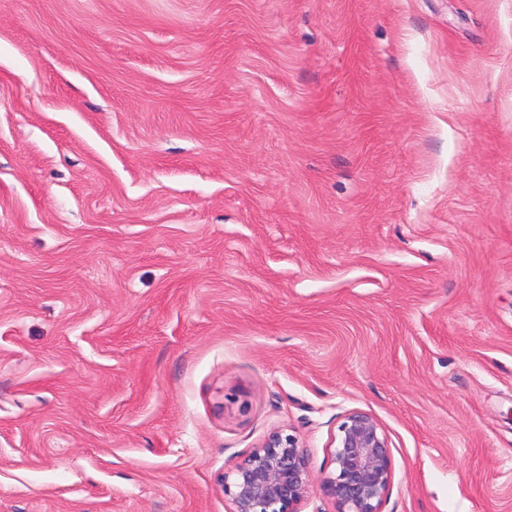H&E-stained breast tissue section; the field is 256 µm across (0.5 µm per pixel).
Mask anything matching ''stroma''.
<instances>
[{"label":"stroma","instance_id":"obj_1","mask_svg":"<svg viewBox=\"0 0 512 512\" xmlns=\"http://www.w3.org/2000/svg\"><path fill=\"white\" fill-rule=\"evenodd\" d=\"M352 410L382 512H512V0H0V512Z\"/></svg>","mask_w":512,"mask_h":512}]
</instances>
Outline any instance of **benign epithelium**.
Masks as SVG:
<instances>
[{"instance_id": "benign-epithelium-1", "label": "benign epithelium", "mask_w": 512, "mask_h": 512, "mask_svg": "<svg viewBox=\"0 0 512 512\" xmlns=\"http://www.w3.org/2000/svg\"><path fill=\"white\" fill-rule=\"evenodd\" d=\"M334 443L335 468L323 477L322 489L338 512H382L393 470L379 421L352 410ZM221 487L231 501L230 512H301L312 488L306 450L296 435L275 429L223 477Z\"/></svg>"}]
</instances>
